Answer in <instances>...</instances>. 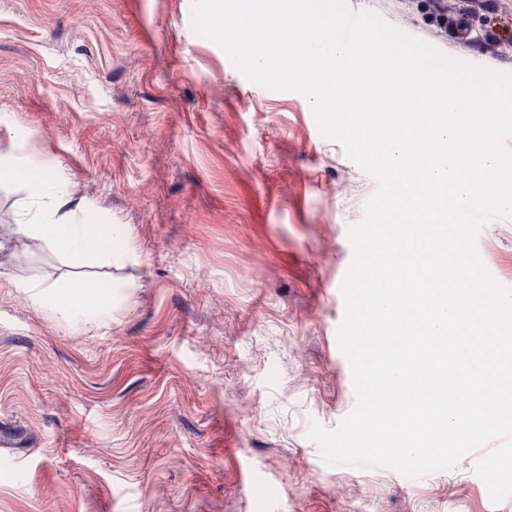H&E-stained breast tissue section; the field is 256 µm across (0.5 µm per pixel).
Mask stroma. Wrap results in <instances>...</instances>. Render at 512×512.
<instances>
[{
    "label": "stroma",
    "mask_w": 512,
    "mask_h": 512,
    "mask_svg": "<svg viewBox=\"0 0 512 512\" xmlns=\"http://www.w3.org/2000/svg\"><path fill=\"white\" fill-rule=\"evenodd\" d=\"M345 4L512 76V0ZM33 141L139 259L83 267L121 289L81 330L21 288L72 266L22 238L0 251V457L27 473L0 475V512H512L478 453L408 483L311 439L355 404L337 288L378 182L303 96L197 35L191 0H0V158ZM476 250L512 288V218Z\"/></svg>",
    "instance_id": "1"
}]
</instances>
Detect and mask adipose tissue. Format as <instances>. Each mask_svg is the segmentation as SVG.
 Instances as JSON below:
<instances>
[{"instance_id": "adipose-tissue-1", "label": "adipose tissue", "mask_w": 512, "mask_h": 512, "mask_svg": "<svg viewBox=\"0 0 512 512\" xmlns=\"http://www.w3.org/2000/svg\"><path fill=\"white\" fill-rule=\"evenodd\" d=\"M9 181L23 183L31 197L30 208L10 227L12 235L24 237L36 248L75 266L102 260L136 261V254L125 244V226L82 219V205L75 202L60 173L38 168L29 157L20 156L0 164V184ZM115 288L112 278L78 275L23 286L39 311L60 315L69 325L80 327L110 314Z\"/></svg>"}]
</instances>
